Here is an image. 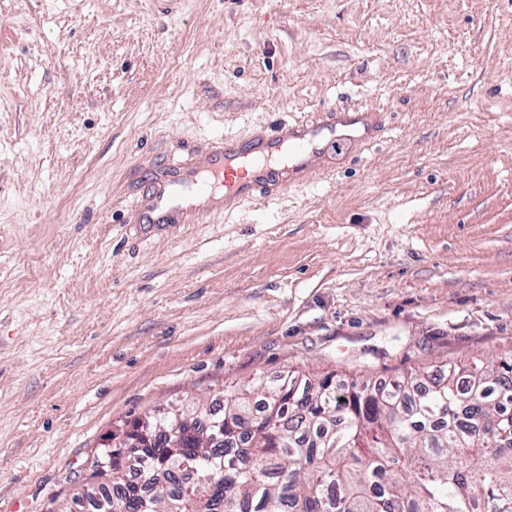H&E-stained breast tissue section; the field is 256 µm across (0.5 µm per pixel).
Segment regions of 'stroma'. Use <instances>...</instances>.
<instances>
[{
  "instance_id": "obj_1",
  "label": "stroma",
  "mask_w": 512,
  "mask_h": 512,
  "mask_svg": "<svg viewBox=\"0 0 512 512\" xmlns=\"http://www.w3.org/2000/svg\"><path fill=\"white\" fill-rule=\"evenodd\" d=\"M383 112L330 176L207 224L126 217L214 140ZM512 350V0H0V512L118 426L291 368Z\"/></svg>"
}]
</instances>
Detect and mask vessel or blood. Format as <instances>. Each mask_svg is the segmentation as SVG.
Masks as SVG:
<instances>
[{
  "label": "vessel or blood",
  "mask_w": 512,
  "mask_h": 512,
  "mask_svg": "<svg viewBox=\"0 0 512 512\" xmlns=\"http://www.w3.org/2000/svg\"><path fill=\"white\" fill-rule=\"evenodd\" d=\"M343 113H316L301 121H281L247 140L226 139L194 155L176 179L158 180L128 213L131 224H195L212 214L285 193L292 179L328 175L317 166L323 151L317 137L335 135Z\"/></svg>",
  "instance_id": "1"
}]
</instances>
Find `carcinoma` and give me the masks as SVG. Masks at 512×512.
<instances>
[{
	"label": "carcinoma",
	"instance_id": "cac0c4a2",
	"mask_svg": "<svg viewBox=\"0 0 512 512\" xmlns=\"http://www.w3.org/2000/svg\"><path fill=\"white\" fill-rule=\"evenodd\" d=\"M149 420L150 446L97 449L89 512H512L511 351L388 383L290 370Z\"/></svg>",
	"mask_w": 512,
	"mask_h": 512
}]
</instances>
